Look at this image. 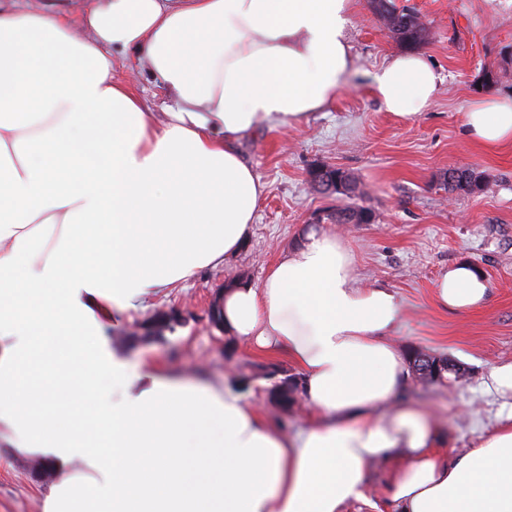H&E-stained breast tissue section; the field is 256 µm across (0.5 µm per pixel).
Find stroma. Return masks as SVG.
<instances>
[{
    "label": "stroma",
    "instance_id": "obj_1",
    "mask_svg": "<svg viewBox=\"0 0 512 512\" xmlns=\"http://www.w3.org/2000/svg\"><path fill=\"white\" fill-rule=\"evenodd\" d=\"M421 15L430 36L417 51L443 82L432 105L417 117L386 112L374 95L371 73L401 45L387 32L368 0H354L350 38L355 65L336 99L299 124H261L237 147L265 186L251 235L225 266L205 268L192 279L152 295L109 328L133 365L156 362L187 381L239 379L245 367L266 357L225 344L212 328V299L231 280L261 285L279 255L309 231L316 214L336 198L315 192L311 168L324 164L350 173L364 190L360 202L376 219L341 224L359 277L386 285L402 304L393 341L408 352L426 351L462 365V377L420 384L416 400L441 425L436 450L447 457L475 447L512 413V399L489 391L492 367L512 363V144L489 150L466 134L464 114L480 99H512V0H395ZM501 73L482 83V71ZM113 76L153 111L168 98L134 54L114 57ZM470 167L483 175L481 191L448 193L446 170ZM469 262L490 284L482 307L463 313L440 309L434 284L446 267ZM176 310L183 327L167 341L133 338L136 324L160 310ZM53 476L22 459L0 468V512H39L38 499Z\"/></svg>",
    "mask_w": 512,
    "mask_h": 512
}]
</instances>
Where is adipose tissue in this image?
I'll return each mask as SVG.
<instances>
[{"instance_id": "obj_1", "label": "adipose tissue", "mask_w": 512, "mask_h": 512, "mask_svg": "<svg viewBox=\"0 0 512 512\" xmlns=\"http://www.w3.org/2000/svg\"><path fill=\"white\" fill-rule=\"evenodd\" d=\"M351 13V0H109L82 35L57 12L0 6V447L51 468L42 512H374L381 461L388 512H512V422L434 453L427 412L398 402L400 302L361 283L336 235L310 230L260 286L224 292L225 330L301 372L311 418L295 434L227 383L131 367L104 334L242 248L263 185L237 142L335 99ZM116 52L146 60L165 111L113 78ZM371 79L402 119L442 82L413 52ZM464 125L482 146L510 143L512 103L474 104ZM487 295L466 263L435 283L447 310ZM390 475V468L383 463H376L371 469L369 484L367 487V495L370 499L377 503H381L384 499L385 484Z\"/></svg>"}]
</instances>
